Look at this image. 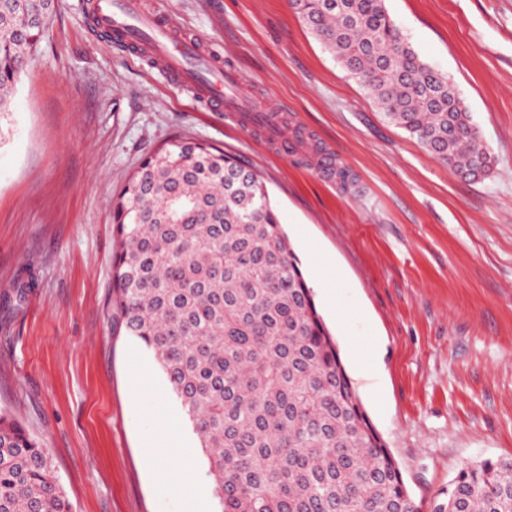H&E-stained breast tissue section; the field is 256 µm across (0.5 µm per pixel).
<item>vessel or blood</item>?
I'll return each instance as SVG.
<instances>
[{"label": "vessel or blood", "instance_id": "vessel-or-blood-1", "mask_svg": "<svg viewBox=\"0 0 512 512\" xmlns=\"http://www.w3.org/2000/svg\"><path fill=\"white\" fill-rule=\"evenodd\" d=\"M91 13L99 29L131 49L153 52L182 83L195 86L211 111L226 113L240 126L262 124L267 139L287 149L288 138L276 107L254 96L239 72L225 66L221 55L203 51L192 36L144 12L138 0H91Z\"/></svg>", "mask_w": 512, "mask_h": 512}]
</instances>
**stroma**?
Masks as SVG:
<instances>
[{
	"mask_svg": "<svg viewBox=\"0 0 512 512\" xmlns=\"http://www.w3.org/2000/svg\"><path fill=\"white\" fill-rule=\"evenodd\" d=\"M90 0L53 20L0 115V411L48 448L71 512H183L154 445L212 479L154 356L112 310V203L162 145L193 140L262 180L363 408L422 507L460 469L512 459V0H386L448 74L491 172L462 179L387 120L288 0H143L282 107L283 154L158 63L97 32ZM336 154L354 184L324 179Z\"/></svg>",
	"mask_w": 512,
	"mask_h": 512,
	"instance_id": "stroma-1",
	"label": "stroma"
}]
</instances>
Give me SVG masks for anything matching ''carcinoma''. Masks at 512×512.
Returning <instances> with one entry per match:
<instances>
[{"instance_id":"obj_1","label":"carcinoma","mask_w":512,"mask_h":512,"mask_svg":"<svg viewBox=\"0 0 512 512\" xmlns=\"http://www.w3.org/2000/svg\"><path fill=\"white\" fill-rule=\"evenodd\" d=\"M383 114L442 163L495 158L385 0H288ZM52 0H0V114ZM114 302L207 456L222 512H421L370 424L266 186L224 152L151 154L115 203ZM0 512H69L42 443L0 415ZM433 512H512V460L463 467Z\"/></svg>"}]
</instances>
